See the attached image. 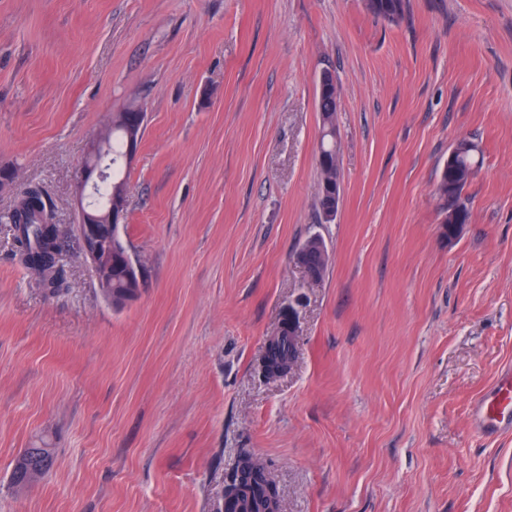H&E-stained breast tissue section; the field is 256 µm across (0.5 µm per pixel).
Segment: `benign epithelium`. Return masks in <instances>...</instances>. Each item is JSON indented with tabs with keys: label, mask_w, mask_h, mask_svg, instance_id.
<instances>
[{
	"label": "benign epithelium",
	"mask_w": 512,
	"mask_h": 512,
	"mask_svg": "<svg viewBox=\"0 0 512 512\" xmlns=\"http://www.w3.org/2000/svg\"><path fill=\"white\" fill-rule=\"evenodd\" d=\"M104 138L93 141L90 151L92 161L82 163L81 176L76 192L77 225L80 228L79 238L83 256L90 264L96 278L99 291L106 297H112V253L117 247V241L112 237V225L123 224L126 220V200L115 195H109L101 203L92 200L95 185L107 175L104 163ZM474 148L465 139L457 141L448 156V166L443 174L454 179V158ZM322 191L330 192L331 199L323 210L327 219L337 215L342 200L343 186L341 177L333 176L323 183Z\"/></svg>",
	"instance_id": "benign-epithelium-1"
}]
</instances>
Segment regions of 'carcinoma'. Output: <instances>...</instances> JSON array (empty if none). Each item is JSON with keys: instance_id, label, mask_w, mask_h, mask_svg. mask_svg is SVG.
<instances>
[{"instance_id": "1", "label": "carcinoma", "mask_w": 512, "mask_h": 512, "mask_svg": "<svg viewBox=\"0 0 512 512\" xmlns=\"http://www.w3.org/2000/svg\"><path fill=\"white\" fill-rule=\"evenodd\" d=\"M371 13L389 21L399 19L405 10V0H367ZM139 109L132 104L112 117V128L108 138L112 149V178L103 183L106 193L125 194V182L122 178L124 164L122 156L127 134L133 132L131 116ZM318 109L322 122V137L318 154L333 155L334 142L328 131L335 129L336 95L332 92L318 95ZM470 180L458 178L454 188L448 189V180L442 179L437 186L440 196H451L452 201L461 200L464 189ZM10 231L15 243V255L20 262L29 268L38 279L42 288L56 292L64 287V270L59 264L58 255L62 251L61 232L53 221L51 207L47 204L42 190L38 187H27L18 197L10 215ZM306 260L318 267V274L324 275L328 260L322 257L317 239H308L299 249ZM138 294L137 283L128 279L125 269L112 265V301L123 306L132 301ZM295 341L288 327H283L279 335L273 337L263 360V369L269 376H277L286 370L295 357ZM53 459L50 448H27L18 457L14 465L11 479L15 486H25L24 477L30 468L44 474ZM229 495L234 498L248 495H260L266 499H275V489L264 476L261 469L249 464L243 466L229 487Z\"/></svg>"}]
</instances>
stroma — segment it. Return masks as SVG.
I'll use <instances>...</instances> for the list:
<instances>
[{"label":"stroma","mask_w":512,"mask_h":512,"mask_svg":"<svg viewBox=\"0 0 512 512\" xmlns=\"http://www.w3.org/2000/svg\"><path fill=\"white\" fill-rule=\"evenodd\" d=\"M340 88L341 208L318 206L319 79ZM145 132L123 308L72 231L93 140ZM480 164L448 239L458 139ZM63 237L56 294L13 256L0 193V512H226L243 455L276 512H512V430L475 404L512 367V0H0V167ZM311 237L330 263L308 284ZM297 351L259 364L288 319ZM53 464L13 487L38 439ZM405 3V0H367V7L374 15L394 21L403 15Z\"/></svg>","instance_id":"stroma-1"}]
</instances>
